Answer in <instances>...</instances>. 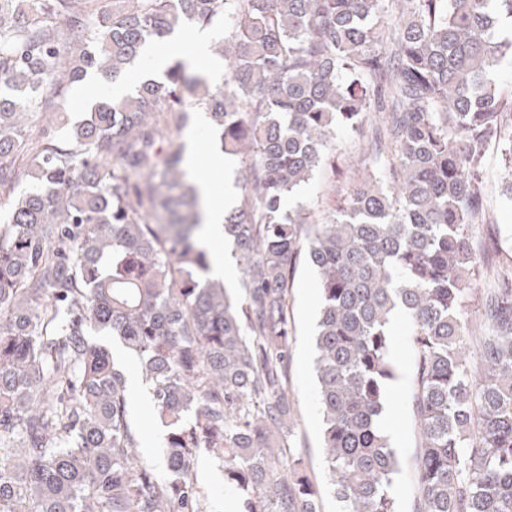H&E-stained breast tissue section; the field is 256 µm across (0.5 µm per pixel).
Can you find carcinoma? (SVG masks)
I'll return each mask as SVG.
<instances>
[{"label": "carcinoma", "instance_id": "cac0c4a2", "mask_svg": "<svg viewBox=\"0 0 512 512\" xmlns=\"http://www.w3.org/2000/svg\"><path fill=\"white\" fill-rule=\"evenodd\" d=\"M64 17L62 44L53 25ZM225 89L176 60L69 125L65 87L123 76L146 44L219 18ZM512 0H0V512H209L199 456L237 512H321L288 420L290 288L317 271V400L337 512H398L380 427L404 317L419 442L411 512H512V277L478 308L481 167L512 161ZM242 162L224 218L240 296L209 277L201 198L174 140L190 110ZM370 155L329 219L286 208L335 149ZM26 184L14 194L15 187ZM132 352L168 474L139 459Z\"/></svg>", "mask_w": 512, "mask_h": 512}]
</instances>
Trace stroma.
Wrapping results in <instances>:
<instances>
[{
    "label": "stroma",
    "instance_id": "1",
    "mask_svg": "<svg viewBox=\"0 0 512 512\" xmlns=\"http://www.w3.org/2000/svg\"><path fill=\"white\" fill-rule=\"evenodd\" d=\"M360 157L359 139L350 132L336 138V162L324 166L298 192L297 203L308 210L311 218L320 219L340 203L348 186L349 170ZM486 219L478 233L490 248L492 266L497 270L512 269V165L508 164L501 147H490L483 172ZM320 305L318 277L308 262H300L294 276L289 300L291 331L288 398L295 411L290 431L294 451L304 462V471L317 487L322 498V512H336L337 503L327 480L326 463L322 452V423L316 401L313 371L312 334ZM396 357V377L389 386L384 413L385 428L402 459V471L396 478L393 494L400 512H411L414 493L413 469L416 432L412 422L411 391L414 364L404 322H395L391 336ZM129 378L139 386L129 399V418L132 427L141 433L142 460L153 463L164 458V438L152 425V405L147 385L139 381L140 373L129 357L118 361ZM197 479L210 493V512H236L235 497L224 488V473L217 460L201 455L197 464Z\"/></svg>",
    "mask_w": 512,
    "mask_h": 512
}]
</instances>
